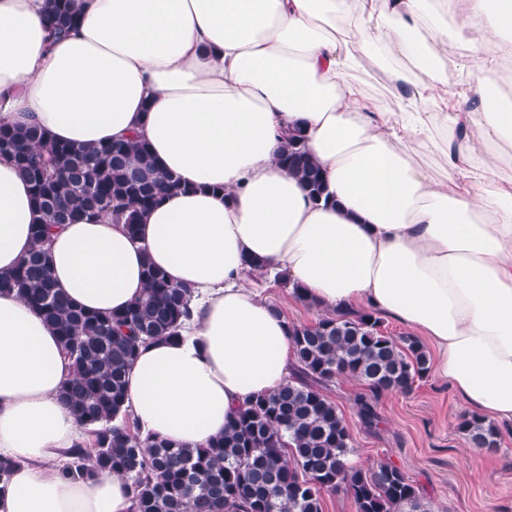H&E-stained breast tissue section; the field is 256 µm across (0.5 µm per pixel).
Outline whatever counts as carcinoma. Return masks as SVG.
Wrapping results in <instances>:
<instances>
[{"mask_svg":"<svg viewBox=\"0 0 512 512\" xmlns=\"http://www.w3.org/2000/svg\"><path fill=\"white\" fill-rule=\"evenodd\" d=\"M43 22L53 39L78 24L67 0H47ZM0 155L29 181L41 218L29 256L0 276V293L21 297L56 331L70 363L60 397L85 436L70 450L64 476L122 475L132 512H323L327 492L350 497L356 512H436L393 462L366 469L351 464L352 434L325 394L342 377L358 381L364 388L354 401L358 417L365 428L376 429L381 397L409 393L427 376L424 345L384 331L374 312L325 313L311 325H291L296 365L288 381L246 402L206 445L189 448L142 436L126 407L127 370L141 346L179 335L190 317L191 290L147 261L145 292L126 310L86 311L54 286L48 236L57 224L108 215L135 240L152 206L191 186L157 166L147 143L136 138L72 145L46 139L36 125L0 124ZM281 163L313 202L329 201L299 133L288 134ZM459 428L477 448L499 447V430L490 422L465 414ZM15 466L0 455V498Z\"/></svg>","mask_w":512,"mask_h":512,"instance_id":"1","label":"carcinoma"}]
</instances>
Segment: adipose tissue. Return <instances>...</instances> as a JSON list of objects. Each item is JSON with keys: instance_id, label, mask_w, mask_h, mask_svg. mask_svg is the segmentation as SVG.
<instances>
[{"instance_id": "1", "label": "adipose tissue", "mask_w": 512, "mask_h": 512, "mask_svg": "<svg viewBox=\"0 0 512 512\" xmlns=\"http://www.w3.org/2000/svg\"><path fill=\"white\" fill-rule=\"evenodd\" d=\"M45 0H0V124L57 142H147L188 192L143 217L62 225L52 279L85 310H125L152 262L192 291L181 336L142 348L127 375L139 429L190 447L288 379L284 314L246 273L286 276L326 311L391 316L434 350L433 374L470 413L512 428V0H69L51 42ZM380 70L396 112L350 74ZM468 72L462 88L449 72ZM439 92L441 111L425 109ZM300 130L334 201L281 166ZM439 156V169L429 159ZM30 186L0 156V275L32 247ZM56 333L0 294V454L16 463L0 512H128L125 479L61 474L79 429L59 393ZM68 0H48L44 7L43 22L53 39L69 35L75 30L78 20L70 12Z\"/></svg>"}]
</instances>
